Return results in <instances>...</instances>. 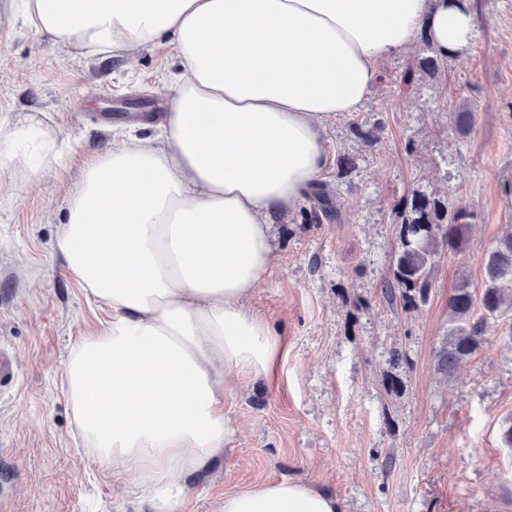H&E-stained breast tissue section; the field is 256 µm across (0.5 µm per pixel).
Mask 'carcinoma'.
<instances>
[{
    "label": "carcinoma",
    "mask_w": 512,
    "mask_h": 512,
    "mask_svg": "<svg viewBox=\"0 0 512 512\" xmlns=\"http://www.w3.org/2000/svg\"><path fill=\"white\" fill-rule=\"evenodd\" d=\"M431 54L418 60L419 69L433 76L448 59L423 35ZM354 134L371 146L380 139V121L353 126ZM314 205L303 211L306 224L341 220L340 209L328 195L313 192ZM463 216L448 215V203L417 190L406 199L398 225L392 278L381 288L382 298L392 306L412 311L429 300L435 259L443 251L459 252L464 247ZM483 280L479 296L463 282L448 299V328L434 349L437 373L453 378L458 365L479 353L487 341L488 328L501 327L512 341V225L508 224L482 261Z\"/></svg>",
    "instance_id": "cac0c4a2"
}]
</instances>
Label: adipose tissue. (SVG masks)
<instances>
[{"instance_id": "ef3b65f1", "label": "adipose tissue", "mask_w": 512, "mask_h": 512, "mask_svg": "<svg viewBox=\"0 0 512 512\" xmlns=\"http://www.w3.org/2000/svg\"><path fill=\"white\" fill-rule=\"evenodd\" d=\"M30 33L79 60L132 58L170 40L177 71L160 140L116 139L83 170L57 248L112 308L69 352L64 382L90 461L135 476L152 512H175L185 475L233 432L232 382L271 375L286 344L245 304L274 261L270 220L326 168V123L365 101L377 61L427 33L468 46L464 0H20ZM16 120L0 157L38 175L56 156ZM221 512H342L276 480Z\"/></svg>"}]
</instances>
